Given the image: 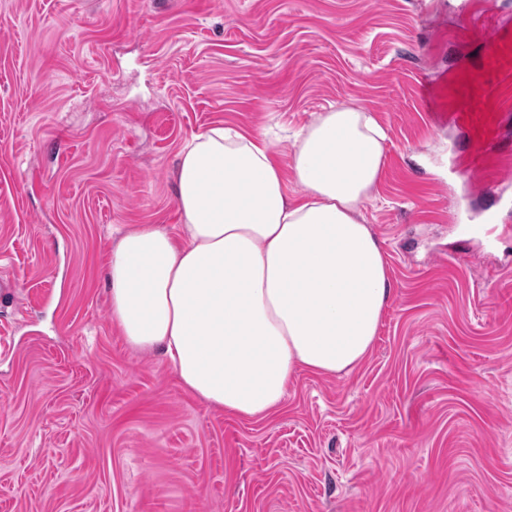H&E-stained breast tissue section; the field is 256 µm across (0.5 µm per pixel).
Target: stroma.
<instances>
[{
    "instance_id": "35a3bbf8",
    "label": "stroma",
    "mask_w": 512,
    "mask_h": 512,
    "mask_svg": "<svg viewBox=\"0 0 512 512\" xmlns=\"http://www.w3.org/2000/svg\"><path fill=\"white\" fill-rule=\"evenodd\" d=\"M336 103L385 128L367 359L244 419L126 343L115 231L178 155ZM512 0H0V512H512ZM492 223L490 236L468 227Z\"/></svg>"
}]
</instances>
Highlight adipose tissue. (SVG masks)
<instances>
[{
    "label": "adipose tissue",
    "mask_w": 512,
    "mask_h": 512,
    "mask_svg": "<svg viewBox=\"0 0 512 512\" xmlns=\"http://www.w3.org/2000/svg\"><path fill=\"white\" fill-rule=\"evenodd\" d=\"M386 139L370 112L330 107L294 139L292 195L270 142L221 126L192 135L175 176L181 236L125 231L105 269L122 336L160 349L186 390L247 419L276 411L299 372L353 371L392 296L361 216Z\"/></svg>",
    "instance_id": "ef3b65f1"
}]
</instances>
